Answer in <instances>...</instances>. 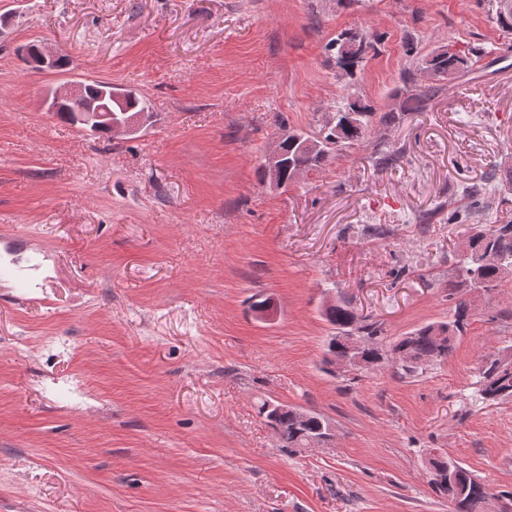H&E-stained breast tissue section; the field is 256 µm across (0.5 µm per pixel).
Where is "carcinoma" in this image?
I'll return each mask as SVG.
<instances>
[{"instance_id": "carcinoma-1", "label": "carcinoma", "mask_w": 512, "mask_h": 512, "mask_svg": "<svg viewBox=\"0 0 512 512\" xmlns=\"http://www.w3.org/2000/svg\"><path fill=\"white\" fill-rule=\"evenodd\" d=\"M488 15L496 27L506 36L512 35V12L498 14V0H485ZM482 56V50L470 47L467 50L448 52L437 46L425 55V67L436 71V79L430 85L418 84L415 73L406 71L402 76V87L397 91L398 103L382 114L379 121L391 124L402 119L407 112L424 111L433 98L443 89L444 83L470 72ZM375 116L372 106L357 98L337 106L336 113L310 135L302 130L288 131L286 156L279 170V181L288 185L293 181L299 166L308 172L319 171L328 161L346 146L362 142L368 125ZM495 174L488 175L481 185L465 186L462 194L469 207L480 209L487 205L488 194ZM491 251L499 256L502 265L512 270V224H493L485 231L469 236L464 242V259L459 269L462 282L479 288H491L501 282L500 267L481 262L480 254ZM326 320L334 330L353 331L364 345L365 359L377 363L381 359L406 351L412 363L401 366L403 373L412 375L420 366L441 362L448 358L457 334L461 333L468 316L469 305L459 301L453 308L452 317L443 322L431 323L399 337L390 350L385 351L376 343L380 334L377 324L358 315L348 301H339L336 306L324 310ZM477 397L487 403L512 400V371H503L499 355H488L478 381ZM270 403L266 399L258 405V414L268 421L284 447L295 452L307 448L306 437L328 420L317 413L311 414L307 424L298 422L294 407L282 411L274 421H269L265 409ZM429 484L432 489L448 499L452 512H488L489 492L486 485L459 462L440 454L429 460Z\"/></svg>"}]
</instances>
